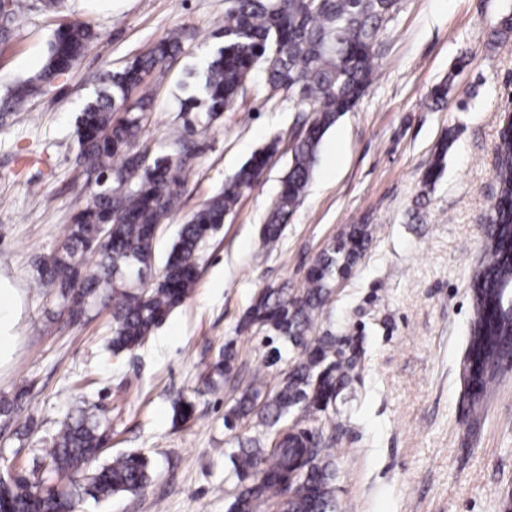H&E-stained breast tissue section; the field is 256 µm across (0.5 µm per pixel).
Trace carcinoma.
Listing matches in <instances>:
<instances>
[{
    "label": "carcinoma",
    "instance_id": "carcinoma-1",
    "mask_svg": "<svg viewBox=\"0 0 512 512\" xmlns=\"http://www.w3.org/2000/svg\"><path fill=\"white\" fill-rule=\"evenodd\" d=\"M398 0H225L224 21L213 32L215 46L202 60L192 91L179 99L184 131L172 150L152 154L140 137L152 121L153 93L146 78L169 66L182 53L179 34L171 33L120 70L106 69L100 89L76 119L78 162L95 175L92 203L77 209L58 248L39 262L41 281L58 290L61 309L79 320L98 305L112 308L108 350L115 358L140 349L154 330L192 296L205 243L232 214L239 197L261 182L270 158L279 150L273 139L224 181L181 224L155 277L154 242L159 224L179 208L185 172L195 156L193 139L230 111L256 75L257 90L267 99L279 92L294 97L295 108L312 113L294 135L292 159L260 229L269 248L278 243L284 224L302 204L322 139L343 114L352 111L373 83L372 64L384 26ZM22 0H10L0 25V44L12 37V23ZM97 33L87 22L59 25L49 41L46 62L32 80L9 95L14 111L41 85H49L90 49ZM453 78L433 86L435 105L447 99ZM453 133L443 140L422 176V195L441 178ZM498 194L487 216L488 260L472 280L475 319L471 336L484 362L512 356V125L499 131L496 146ZM112 228L104 238L103 225ZM366 224H352L329 244L307 270L303 290L268 286L255 296L238 325L264 333L298 350L273 391L259 376L242 390L224 414L234 428L249 417L263 433H275L271 445L252 436L237 437L231 456L235 493L226 512H264L279 502L286 512H336V461L324 438L302 429L288 438V415L325 412L336 404L352 364L336 347V337L312 336L316 321L333 294V284L350 275L368 242ZM87 265L95 267L83 273ZM233 343L212 364L207 386L215 388L233 367ZM25 392L0 397V417L17 415ZM109 439L103 414L79 405L52 437L46 457L29 470L0 475V512H73L79 501L119 493L138 494L152 480L146 454L134 451L110 461L100 459Z\"/></svg>",
    "mask_w": 512,
    "mask_h": 512
}]
</instances>
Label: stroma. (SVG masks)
<instances>
[{
  "label": "stroma",
  "instance_id": "1",
  "mask_svg": "<svg viewBox=\"0 0 512 512\" xmlns=\"http://www.w3.org/2000/svg\"><path fill=\"white\" fill-rule=\"evenodd\" d=\"M506 12L512 0H399L384 26L375 81L325 134L304 202L271 252L259 229L303 116L285 97L267 102L248 91L199 139L181 204L158 228L156 260L183 220L254 151L275 137L279 151L205 244L192 297L143 348L115 359L107 349L111 308L70 322L37 269L96 191L75 160L76 118L100 71L120 69L181 32L182 55L149 81L154 118L140 140L150 152L168 151L182 128L176 98L184 70L212 48L224 0H61L53 12L25 0L12 38L0 44V102L41 69L59 24L88 22L98 38L24 110L0 115V282L17 296L0 396L26 389L16 423L34 424L20 437L16 423L0 420V474L41 456L71 406L84 402L110 420L105 456L144 451L153 479L142 493L86 499L75 512H226L236 438L258 430L248 421L228 430L224 413L265 354L262 333L237 332L238 322L255 293L270 285L298 291L336 237L367 224L372 237L314 330L354 336L343 346L353 368L335 410L309 422L336 452L341 512H512V369L478 398L465 369L470 282L487 260L495 147L512 112V39L491 36ZM464 55L469 65L456 69ZM447 78L453 91L433 105L432 87ZM450 131L456 138L444 174L419 221H410L421 176ZM228 342L235 366L217 390H205L208 368ZM180 397L196 404L183 424L173 421Z\"/></svg>",
  "mask_w": 512,
  "mask_h": 512
}]
</instances>
